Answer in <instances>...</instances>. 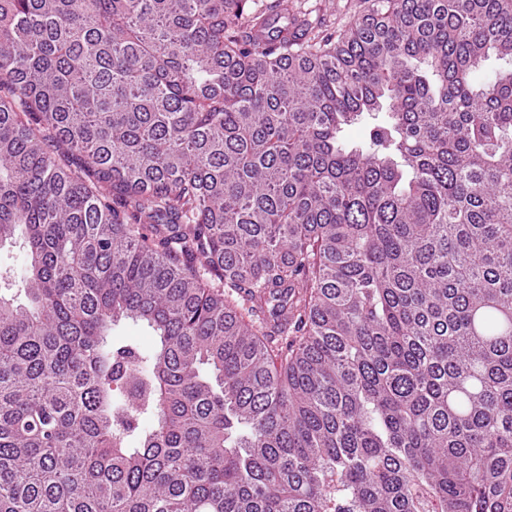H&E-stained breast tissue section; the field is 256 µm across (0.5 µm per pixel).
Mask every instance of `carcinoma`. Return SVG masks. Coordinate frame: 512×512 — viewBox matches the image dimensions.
I'll list each match as a JSON object with an SVG mask.
<instances>
[{
	"label": "carcinoma",
	"mask_w": 512,
	"mask_h": 512,
	"mask_svg": "<svg viewBox=\"0 0 512 512\" xmlns=\"http://www.w3.org/2000/svg\"><path fill=\"white\" fill-rule=\"evenodd\" d=\"M365 2L0 0V512H512V0ZM303 3L319 8L320 16L324 14L326 24L334 30L348 25L363 7L362 0H302ZM26 264V251L20 243L13 246L7 244L0 249V286L4 291L5 288H12L9 291L12 293L19 288ZM112 336H115L118 343L130 344L143 354L149 353L154 344L152 330L141 322L131 320L124 321L115 327Z\"/></svg>",
	"instance_id": "carcinoma-1"
}]
</instances>
